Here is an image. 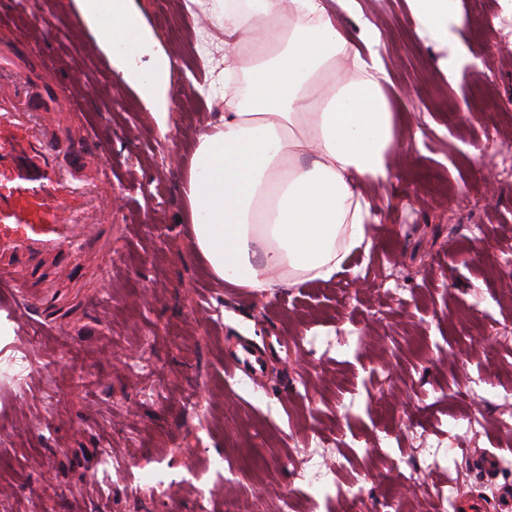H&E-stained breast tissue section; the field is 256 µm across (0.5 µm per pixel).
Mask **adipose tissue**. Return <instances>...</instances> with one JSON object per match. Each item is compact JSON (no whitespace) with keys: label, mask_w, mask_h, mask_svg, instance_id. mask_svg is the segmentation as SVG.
Instances as JSON below:
<instances>
[{"label":"adipose tissue","mask_w":512,"mask_h":512,"mask_svg":"<svg viewBox=\"0 0 512 512\" xmlns=\"http://www.w3.org/2000/svg\"><path fill=\"white\" fill-rule=\"evenodd\" d=\"M425 31L447 37L461 19L449 0H410ZM106 54L135 55L143 30L128 0H76ZM216 27L245 40L212 67L218 105L188 168L184 195L196 249L213 276L256 293L328 283L369 253L371 205L361 179L387 174L394 143L379 58L364 61L326 0H217Z\"/></svg>","instance_id":"adipose-tissue-1"}]
</instances>
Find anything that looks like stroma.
<instances>
[{"mask_svg": "<svg viewBox=\"0 0 512 512\" xmlns=\"http://www.w3.org/2000/svg\"><path fill=\"white\" fill-rule=\"evenodd\" d=\"M182 3L134 0L147 39L131 65L146 75L169 55L173 88L203 82L195 45L214 28L213 0L188 23ZM358 5L381 29L395 135L387 180L361 186L373 248L334 281L261 294L215 280L192 241L185 160L206 100L171 108L161 130L92 32L88 54L37 24L70 27L75 0H0V25L27 36L0 56L33 83L49 68L63 86L98 79L74 108L112 165V250L75 255L64 328L0 309V361H29L21 379L0 374V512H224L228 490L252 512H279L285 494L292 512H434L446 482L512 489V188L481 158L512 147V32L475 40L512 0H453L452 46L475 58L454 77L440 64L452 46L422 33L408 0ZM244 345L261 377L227 374ZM308 449L327 471L309 488L295 468ZM156 466L169 492L139 489ZM413 469L423 488L407 486Z\"/></svg>", "mask_w": 512, "mask_h": 512, "instance_id": "stroma-1", "label": "stroma"}]
</instances>
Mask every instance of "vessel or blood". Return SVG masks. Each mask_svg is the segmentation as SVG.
Masks as SVG:
<instances>
[{
    "label": "vessel or blood",
    "mask_w": 512,
    "mask_h": 512,
    "mask_svg": "<svg viewBox=\"0 0 512 512\" xmlns=\"http://www.w3.org/2000/svg\"><path fill=\"white\" fill-rule=\"evenodd\" d=\"M31 95L26 76L0 63V303L22 301L28 319L56 327L61 319L53 300L29 292L40 278L38 268H20L19 257L55 256L60 269L74 276L70 252L83 242L97 245V226L112 221L111 203L101 191L112 170L99 163L89 172L77 161L62 168L43 114L16 105ZM76 212L82 213L83 224L72 223ZM262 366L261 356L247 346L226 364L229 372L254 375Z\"/></svg>",
    "instance_id": "vessel-or-blood-1"
}]
</instances>
